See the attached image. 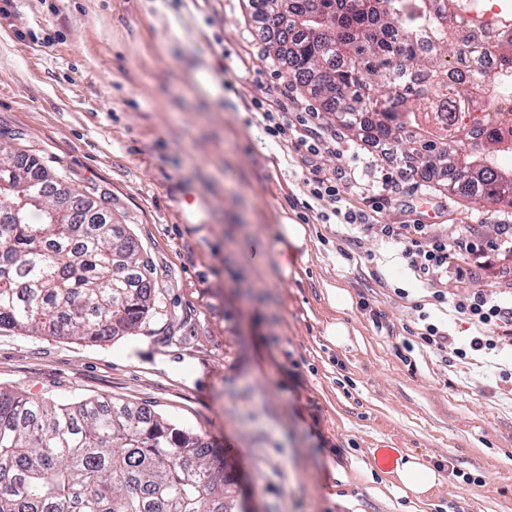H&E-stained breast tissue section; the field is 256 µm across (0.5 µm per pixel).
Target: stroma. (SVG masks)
Returning a JSON list of instances; mask_svg holds the SVG:
<instances>
[{
  "mask_svg": "<svg viewBox=\"0 0 512 512\" xmlns=\"http://www.w3.org/2000/svg\"><path fill=\"white\" fill-rule=\"evenodd\" d=\"M268 104L335 133V150L272 138ZM1 140L106 200L151 265L153 308L133 334L94 342L0 329V388L145 407L223 448L253 512H512V384L498 377L512 342L450 364L420 339L430 323L476 336L454 304L512 298V253L433 288L311 190L347 166V208L368 209L387 181L378 224L480 245L512 208L406 170L401 147L369 152L275 59L250 0H0ZM284 217L309 230L289 268ZM335 319L340 344L325 334ZM410 453L439 474L423 504L380 465Z\"/></svg>",
  "mask_w": 512,
  "mask_h": 512,
  "instance_id": "35a3bbf8",
  "label": "stroma"
}]
</instances>
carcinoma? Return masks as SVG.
Masks as SVG:
<instances>
[{
  "label": "carcinoma",
  "mask_w": 512,
  "mask_h": 512,
  "mask_svg": "<svg viewBox=\"0 0 512 512\" xmlns=\"http://www.w3.org/2000/svg\"><path fill=\"white\" fill-rule=\"evenodd\" d=\"M276 59L356 132L373 130L444 168L448 188L512 207V39L489 47L448 0H291L264 28ZM493 53L498 76L448 85ZM380 84L391 88L384 97ZM0 329L89 341L132 333L151 310L149 265L102 210L76 220L40 181L39 157L0 146ZM223 449L106 397L71 402L0 389V512H236Z\"/></svg>",
  "instance_id": "carcinoma-1"
}]
</instances>
